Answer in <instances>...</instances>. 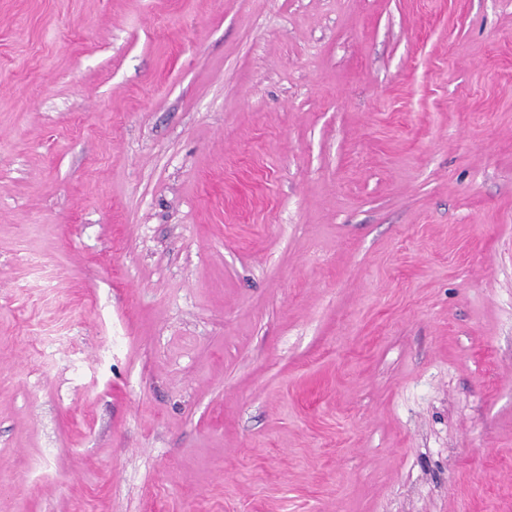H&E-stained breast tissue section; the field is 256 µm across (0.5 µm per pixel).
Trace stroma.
<instances>
[{
    "label": "stroma",
    "instance_id": "stroma-1",
    "mask_svg": "<svg viewBox=\"0 0 512 512\" xmlns=\"http://www.w3.org/2000/svg\"><path fill=\"white\" fill-rule=\"evenodd\" d=\"M0 512H512V0H0Z\"/></svg>",
    "mask_w": 512,
    "mask_h": 512
}]
</instances>
